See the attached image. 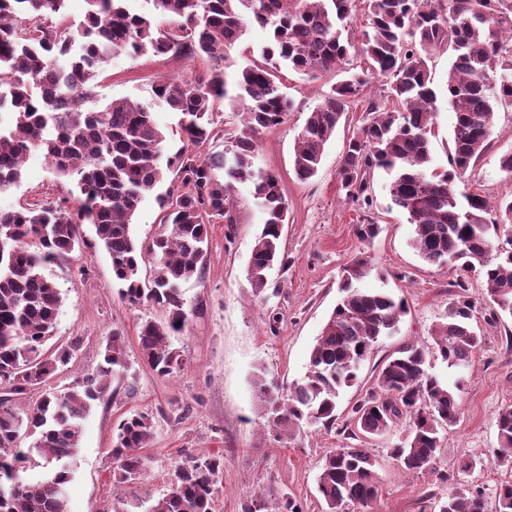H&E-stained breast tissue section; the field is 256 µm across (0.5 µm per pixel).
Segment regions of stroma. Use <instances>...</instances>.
Returning <instances> with one entry per match:
<instances>
[{"instance_id":"1","label":"stroma","mask_w":512,"mask_h":512,"mask_svg":"<svg viewBox=\"0 0 512 512\" xmlns=\"http://www.w3.org/2000/svg\"><path fill=\"white\" fill-rule=\"evenodd\" d=\"M200 62L179 58L112 57L97 79L95 104L128 97L147 105L154 121L169 135L168 150L180 146L176 132L178 113L155 99L152 86L158 76L187 77ZM282 90L294 109L277 129L257 139V164L276 174L288 202L284 226L287 267H274L263 296H254L246 277L255 238L265 219L262 204L249 186L238 188L240 204L233 224L216 221L209 227V245L200 279L183 285L189 323L174 338L185 365L177 375L159 377L143 361L138 346L139 324L144 318L162 320L156 307H133L122 301L112 280L110 259L84 225L85 245L44 269L59 286L63 303L53 346L73 337L82 344L67 370L53 380L64 390L93 373L113 328L126 335L129 370L115 383L114 396L94 405L83 422L80 448L73 462L68 490L69 512H117L131 496L158 499L166 493L174 469L192 456L220 453L224 473L214 498V512H243L244 503H261V512H278L283 497L295 499L303 512H321L317 476L326 454L346 446L369 448L378 458L380 494L371 508L349 512H421L457 487L481 488L485 512H495V489L512 481V470L491 462L497 445L496 417L512 405V318L477 321L483 344L469 367L450 368L432 360V371L448 382L462 381L460 421L443 431L437 474L405 476L386 450L405 436L404 427L368 440L352 439L340 428L309 424L294 436L277 435L264 426L254 392L258 374L289 386L308 370L315 339L339 299L341 269L360 252L372 255L381 276H369L363 288L386 290L405 297L409 312L395 334L381 338L363 363L358 385L344 389L340 412L365 395L376 368L408 343L432 347L431 331L443 321L448 304L459 290V273L451 266L431 265L411 248L413 227L392 207L387 193L389 178L375 170L370 181L374 218L382 231L372 243L360 241L355 227L362 213L345 198L336 177L349 139L367 120L366 104L378 99L380 85L372 83L362 99L353 103L330 139L318 175L299 182L293 173L294 142L309 112L335 83V75L310 81L282 72ZM512 150V110L498 112L491 147L464 176L462 187L491 199L512 193V173L498 159ZM72 182L57 178L42 152L26 160L19 182L0 192V209L19 203L51 201L73 190ZM149 414L155 440L146 449L149 481L136 489L112 485V432L132 412ZM472 467L460 471L462 462Z\"/></svg>"}]
</instances>
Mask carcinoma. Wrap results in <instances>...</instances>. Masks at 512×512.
<instances>
[{
    "label": "carcinoma",
    "instance_id": "obj_1",
    "mask_svg": "<svg viewBox=\"0 0 512 512\" xmlns=\"http://www.w3.org/2000/svg\"><path fill=\"white\" fill-rule=\"evenodd\" d=\"M79 24L62 14L65 0H0V109L10 106L12 126L0 129V191L19 182L33 151H41L55 172L75 180L80 195L34 206L0 210V512H68L66 486L80 448L81 421L103 400L111 381L127 368L125 334L112 329L95 373L65 392L51 385L69 364L80 339L53 352L62 304L61 290L43 269L83 243L82 225L94 227L106 250L120 298L132 306L151 305L166 319L141 322L138 345L159 376L183 369L172 338L189 314L183 284L199 279L208 224L237 223V186L247 184L261 200L265 220L256 237L247 278L256 296L268 272L288 263L282 231L288 223L278 177L255 164L256 136L284 123L292 102L281 90L278 72L286 66L310 80L335 72L345 58L360 60L307 113L295 142L293 170L306 182L321 167L336 127L371 80L385 79V107L370 103V118L349 140L338 169L340 188L352 204L372 207L369 177L389 175L391 203L413 225L411 247L429 264L459 265L481 279L482 303L461 295L446 321L432 333L434 354L450 366L469 364L483 337L472 320L512 317V251L495 248L486 214L499 212L512 224V197L496 205L477 193L460 194L457 181L486 152L496 113L512 108V0H366V23L350 35L355 0H145L147 13L129 0H85ZM257 25L268 34L260 59L227 72L230 51ZM437 48L448 52L445 82L455 110L449 168L433 166L431 136L438 88L430 63ZM170 56L200 59L205 70L188 78L162 77L154 96L181 114L182 146L170 153L166 135L148 107L114 98L84 107L94 96L100 68L108 58ZM243 119L232 148L203 154L220 137L215 117L225 104ZM180 186L157 196L166 231L149 242L131 231L146 194L169 175ZM153 263V275L142 265ZM376 267L360 254L344 267L341 298L309 354L304 378L288 389L260 375L258 404L269 430L291 436L304 423L336 424V398L358 382L359 371L384 336L396 332L407 313L404 299L360 283ZM429 351L407 344L376 371L372 387L348 412L343 430L351 438L381 436L403 424L404 440L388 449L406 474L437 471L440 432L457 424L463 388L449 386L426 366ZM37 388L41 395L19 417L11 395ZM353 430H348L349 426ZM36 436L20 448V431ZM154 422L146 413L122 418L113 432L112 478L131 487L149 478L142 449L152 447ZM43 464H38L33 454ZM492 462L512 467V407L497 416ZM35 476L28 471L36 466ZM378 460L367 448H339L326 455L317 478L323 512L366 507L379 496ZM224 471V456L203 454L179 465L169 490L157 501L139 500L143 512H213ZM496 512H512V482L495 490ZM437 512H484L480 489H456L437 501Z\"/></svg>",
    "mask_w": 512,
    "mask_h": 512
}]
</instances>
